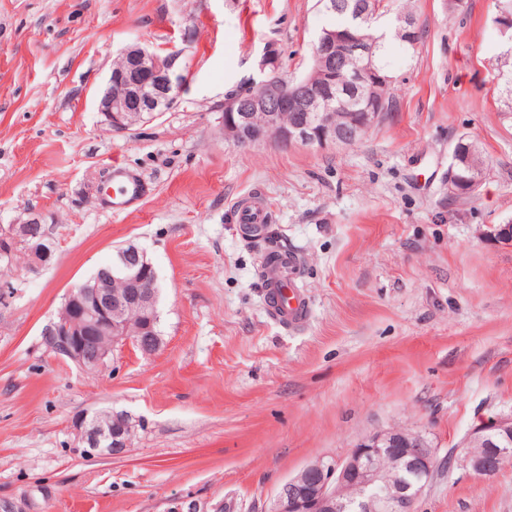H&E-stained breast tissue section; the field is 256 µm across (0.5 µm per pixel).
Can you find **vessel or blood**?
I'll return each mask as SVG.
<instances>
[{
  "label": "vessel or blood",
  "mask_w": 512,
  "mask_h": 512,
  "mask_svg": "<svg viewBox=\"0 0 512 512\" xmlns=\"http://www.w3.org/2000/svg\"><path fill=\"white\" fill-rule=\"evenodd\" d=\"M147 193L145 183L131 174L121 162L112 164V185L103 203L112 213L130 211ZM270 220L268 204L261 193L252 192L234 204V221L242 237L262 238ZM274 259L262 269L267 310L283 328L296 329L309 317L307 299L298 282L299 258L296 253L275 249Z\"/></svg>",
  "instance_id": "1"
}]
</instances>
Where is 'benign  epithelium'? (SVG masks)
<instances>
[{"instance_id":"benign-epithelium-1","label":"benign epithelium","mask_w":512,"mask_h":512,"mask_svg":"<svg viewBox=\"0 0 512 512\" xmlns=\"http://www.w3.org/2000/svg\"><path fill=\"white\" fill-rule=\"evenodd\" d=\"M351 55L361 62L352 82L336 83V74ZM178 54L160 56L141 46L125 50L111 72L101 97L99 111L107 123L122 129L121 117L128 112H153L161 104L170 107L177 99L184 76L176 69ZM311 59L327 75L321 86L307 80L279 82L267 76L255 82L245 97L224 100V137L238 145L272 140L283 145H338L350 143L368 129L371 115L382 103L379 89L392 81L380 70L357 33L348 28L325 26L311 44ZM365 85L363 109L347 114L346 122L336 125V115L326 111L339 87ZM292 118L284 121L283 116ZM44 223L38 214L14 224L0 234V254L11 255V239L20 234L35 243L29 250L31 266H41L51 255L42 244L45 236L36 226ZM146 251L134 243L119 250L115 263L125 272L121 287L105 279L88 281L69 290L64 315L46 332L56 336L51 349L87 372H97L107 363L112 349L131 345L142 355L151 356L160 347L150 335L154 315V291L146 276L154 274L145 262ZM75 440L88 456L114 457L128 453L135 431L131 416L114 412L102 418L83 415L73 424ZM486 448L475 453L473 446ZM512 446V415L494 417L476 427L462 447L456 449L460 464L478 476H488L504 465ZM438 464L437 451L420 437L410 438L399 429L372 435L339 459H318L280 488L270 512H417L425 487ZM409 469L416 475L412 484H402L394 496V507L376 495L384 482V466ZM356 489L361 499L354 502L346 491Z\"/></svg>"}]
</instances>
